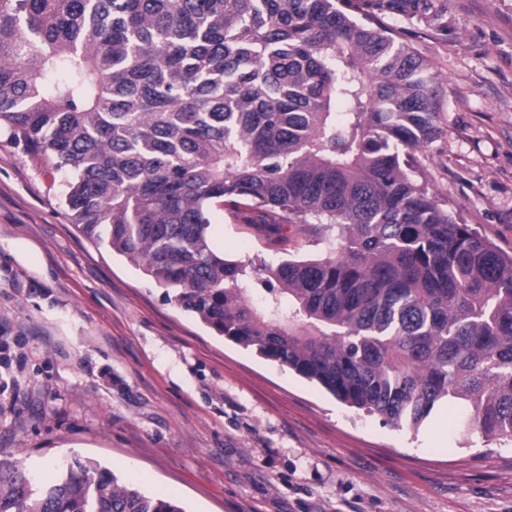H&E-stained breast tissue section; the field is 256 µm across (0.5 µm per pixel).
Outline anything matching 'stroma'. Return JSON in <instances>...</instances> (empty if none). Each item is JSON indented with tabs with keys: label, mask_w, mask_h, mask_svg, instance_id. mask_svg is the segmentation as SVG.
<instances>
[{
	"label": "stroma",
	"mask_w": 512,
	"mask_h": 512,
	"mask_svg": "<svg viewBox=\"0 0 512 512\" xmlns=\"http://www.w3.org/2000/svg\"><path fill=\"white\" fill-rule=\"evenodd\" d=\"M447 33L387 18L430 63L441 204L512 253V0H444ZM66 172L0 135V459L51 478L92 459L187 512H512V444L418 430L214 335L126 257L84 238ZM225 258L261 267L263 231L214 215Z\"/></svg>",
	"instance_id": "35a3bbf8"
}]
</instances>
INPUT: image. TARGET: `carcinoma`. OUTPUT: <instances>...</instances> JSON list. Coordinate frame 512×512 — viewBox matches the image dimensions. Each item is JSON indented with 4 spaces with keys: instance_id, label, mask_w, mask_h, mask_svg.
Segmentation results:
<instances>
[{
    "instance_id": "1",
    "label": "carcinoma",
    "mask_w": 512,
    "mask_h": 512,
    "mask_svg": "<svg viewBox=\"0 0 512 512\" xmlns=\"http://www.w3.org/2000/svg\"><path fill=\"white\" fill-rule=\"evenodd\" d=\"M350 2L0 0V134L216 335L394 428L445 401L454 435L512 443V255L431 191L430 64L383 23L443 31L445 7ZM224 208L320 224L325 257L226 260ZM0 512L186 509L75 458L49 480L0 461Z\"/></svg>"
}]
</instances>
